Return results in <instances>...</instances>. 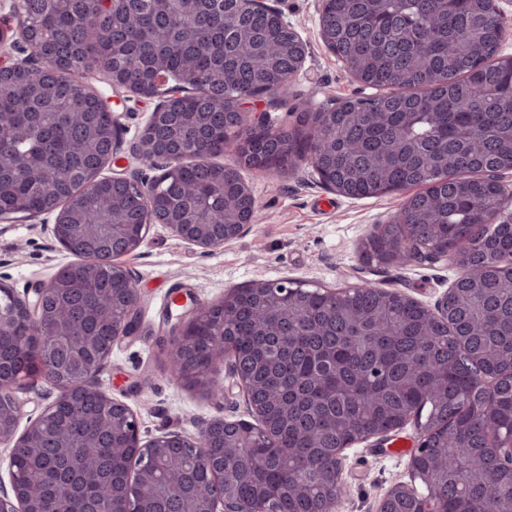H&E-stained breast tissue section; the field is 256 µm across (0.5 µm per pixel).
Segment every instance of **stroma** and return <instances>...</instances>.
Here are the masks:
<instances>
[{
	"label": "stroma",
	"instance_id": "obj_1",
	"mask_svg": "<svg viewBox=\"0 0 512 512\" xmlns=\"http://www.w3.org/2000/svg\"><path fill=\"white\" fill-rule=\"evenodd\" d=\"M309 45L304 67L286 104L267 98L252 104L272 122L296 126L314 101L341 102L358 95L360 85L319 38L317 0H277ZM317 98H310V90ZM259 221L234 242L204 250L151 226L141 246L124 257L141 293L140 328L120 337L101 375L112 397L136 413L143 438L165 432L195 435L202 419L246 418V402L230 371H222L226 393L216 398L180 383L171 374L163 345L172 344L168 329L176 305L197 308L219 303L225 290L255 279L301 278L327 288H342L364 278L434 306L447 293L458 269L451 261L414 262L405 266L364 264L362 244L374 225L388 223L406 193L352 199L320 187L309 164L298 170L251 183ZM52 218L39 215L0 224V284L25 295L36 283L54 276L72 257L51 237ZM418 446L413 424L343 451L344 494L336 512H377L390 488L409 479V463Z\"/></svg>",
	"mask_w": 512,
	"mask_h": 512
}]
</instances>
